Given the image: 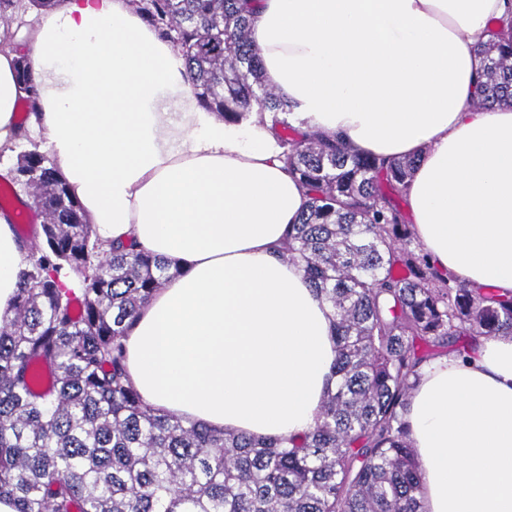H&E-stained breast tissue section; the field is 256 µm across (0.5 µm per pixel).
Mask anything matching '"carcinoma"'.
<instances>
[{"instance_id":"cac0c4a2","label":"carcinoma","mask_w":512,"mask_h":512,"mask_svg":"<svg viewBox=\"0 0 512 512\" xmlns=\"http://www.w3.org/2000/svg\"><path fill=\"white\" fill-rule=\"evenodd\" d=\"M188 64L200 102L227 121L273 113L282 161L308 198L277 248L332 307L336 384L315 426L256 439L157 413L128 379L123 340L181 273L176 261L99 237L49 162L14 181L44 217L0 317V500L15 512H424L404 414L421 367L463 336H512V295L439 271L393 197L417 159L303 133L266 87L254 0H139ZM477 47L474 106L512 101V31ZM72 276L78 290L63 287Z\"/></svg>"}]
</instances>
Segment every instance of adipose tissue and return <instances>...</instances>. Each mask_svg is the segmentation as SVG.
I'll list each match as a JSON object with an SVG mask.
<instances>
[{"label":"adipose tissue","mask_w":512,"mask_h":512,"mask_svg":"<svg viewBox=\"0 0 512 512\" xmlns=\"http://www.w3.org/2000/svg\"><path fill=\"white\" fill-rule=\"evenodd\" d=\"M512 0H258L265 81L304 129L420 156L407 190L433 264L512 294V105L472 106L476 49ZM0 23V152L28 95ZM32 123L106 240L178 261L141 308L126 369L156 411L254 438L311 430L335 359L332 310L273 248L307 197L270 119L218 118L132 0H58L26 38ZM0 213V316L24 255ZM405 421L425 512H512V336L425 363Z\"/></svg>","instance_id":"ef3b65f1"}]
</instances>
